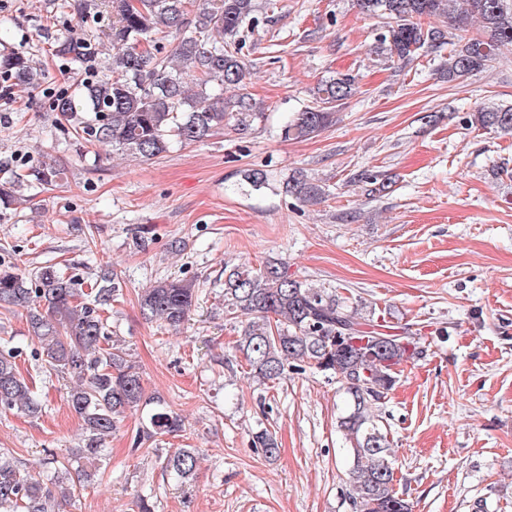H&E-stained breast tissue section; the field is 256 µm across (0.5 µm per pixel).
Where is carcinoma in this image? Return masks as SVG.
<instances>
[{
	"mask_svg": "<svg viewBox=\"0 0 512 512\" xmlns=\"http://www.w3.org/2000/svg\"><path fill=\"white\" fill-rule=\"evenodd\" d=\"M361 13L381 20L375 52L409 63L448 44L453 49L443 74L450 81L482 72L505 46H512V0H356ZM112 14L109 38L115 53L112 76L94 80L78 95L61 94L53 111L74 122L75 133L88 141L110 143L142 158H156L172 141L199 142L230 124L241 134L261 123L265 113L246 94L225 101L208 89L238 87L248 74L239 39L244 28H257L256 0H207L188 18L186 0H107ZM446 20L434 26L430 19ZM479 24L481 34L468 35ZM191 28L174 51V60L161 55L157 34ZM87 54V43L73 37L59 42L55 55L76 60ZM194 86H189L185 77ZM0 98L8 99L17 85L31 88L40 73L19 52L0 54ZM358 78L338 72L321 84L313 101L282 129L284 138H310L323 131L336 108L354 96ZM475 123L512 136V107L487 106L474 114ZM24 175L14 172L0 184V202L15 201L14 188ZM287 191L304 202L325 197L322 185L302 175ZM118 288L104 273L91 292H78L77 283L52 265L24 275L0 263V309L27 311V323L37 342L36 357L49 372L68 374L76 385L67 393L69 408L82 420L85 447L73 462L54 469L50 477L24 475L10 459L0 456V512H55L59 501L84 486L90 468L104 455V443L124 414L148 407L142 414V437L182 431V420L161 401L145 399L136 365L108 335L102 312ZM199 289L181 279H163L143 290L139 307L147 320L172 328L188 318ZM224 312L246 317L237 340L250 372L275 382L290 365L305 363L342 384L346 409L339 428L350 444L348 476L354 491V512H411L395 489L389 460L388 431L373 410L397 383L399 373L423 358L419 338L381 334L380 324L361 319L336 293L312 288L292 279L275 263L256 272L231 270L224 279ZM22 350H0V410L36 416L42 404L16 363ZM255 447L274 460L280 448L275 433L265 428L253 437ZM198 457L193 448H179L164 460L165 469L183 483L193 480Z\"/></svg>",
	"mask_w": 512,
	"mask_h": 512,
	"instance_id": "carcinoma-1",
	"label": "carcinoma"
}]
</instances>
